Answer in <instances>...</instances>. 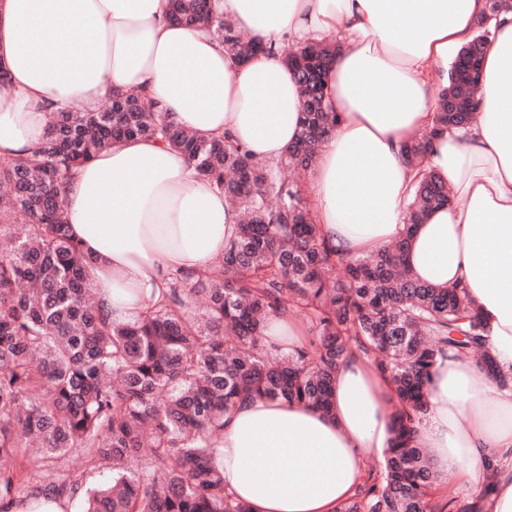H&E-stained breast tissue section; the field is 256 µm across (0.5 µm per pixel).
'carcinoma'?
<instances>
[{
  "mask_svg": "<svg viewBox=\"0 0 512 512\" xmlns=\"http://www.w3.org/2000/svg\"><path fill=\"white\" fill-rule=\"evenodd\" d=\"M171 20L207 29L243 60L266 50L214 10V0H169ZM460 53L432 130L408 145L419 178L406 230L451 201L423 165L439 132L472 123L485 20ZM333 40L288 50L303 101L298 140L279 160L252 158L230 137L205 139L152 102L115 91L93 111L50 117L28 158L0 161V512L28 498L68 499L81 512H251L224 488L217 463L224 412L266 398L331 411L336 371L355 347L393 386L395 441L381 474L337 512H442L431 461L416 438L424 386L444 357L491 364L488 323L467 288L411 277L401 238L348 258L319 234L294 174L314 166L336 126L324 75ZM183 151L241 214L224 256L128 323L112 321L87 278L90 258L64 218L70 171L127 138ZM275 312L306 320V344L282 354L265 335ZM109 469L112 480L90 485Z\"/></svg>",
  "mask_w": 512,
  "mask_h": 512,
  "instance_id": "cac0c4a2",
  "label": "carcinoma"
}]
</instances>
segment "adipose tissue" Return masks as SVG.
Listing matches in <instances>:
<instances>
[{
    "mask_svg": "<svg viewBox=\"0 0 512 512\" xmlns=\"http://www.w3.org/2000/svg\"><path fill=\"white\" fill-rule=\"evenodd\" d=\"M264 45L335 34L327 106L339 122L306 184L322 237L345 256L404 231L413 172L404 148L430 131L433 88L473 40L487 0H220ZM487 17V16H486ZM490 19V18H489ZM475 96L478 122L433 137L427 168L452 190L412 232L406 267L419 281L466 285L489 326L487 348L512 369V12L490 19ZM0 159L32 155L51 113L94 110L113 90L147 97L205 138L231 136L256 159L296 140L302 99L279 57L241 62L200 29L174 24L168 0H0ZM70 230L91 258L88 280L113 321L130 322L173 274L206 271L240 222L181 152L145 139L102 151L70 175ZM417 437L439 474L480 491L471 512H512V387L479 366L439 360ZM387 378L352 350L336 372L334 411L251 399L224 415L218 457L229 493L251 512H336L392 445ZM494 483H484L489 468Z\"/></svg>",
    "mask_w": 512,
    "mask_h": 512,
    "instance_id": "adipose-tissue-1",
    "label": "adipose tissue"
}]
</instances>
